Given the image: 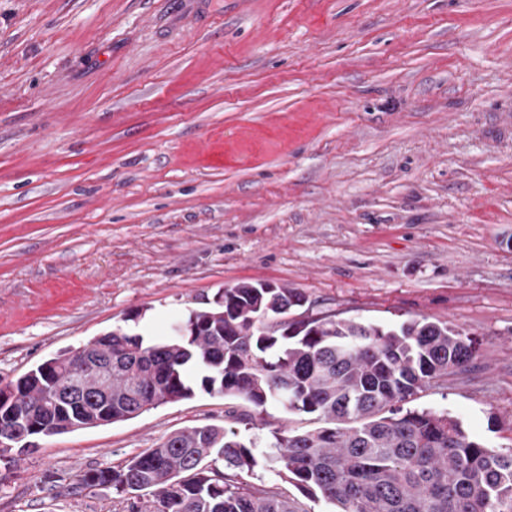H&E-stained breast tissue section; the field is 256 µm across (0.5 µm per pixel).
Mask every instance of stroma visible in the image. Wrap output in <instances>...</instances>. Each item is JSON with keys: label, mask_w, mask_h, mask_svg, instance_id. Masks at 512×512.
I'll return each mask as SVG.
<instances>
[{"label": "stroma", "mask_w": 512, "mask_h": 512, "mask_svg": "<svg viewBox=\"0 0 512 512\" xmlns=\"http://www.w3.org/2000/svg\"><path fill=\"white\" fill-rule=\"evenodd\" d=\"M240 282L465 329L407 407L512 448V0H0V387ZM205 424L323 422L199 392L0 455V512H128L82 476Z\"/></svg>", "instance_id": "obj_1"}]
</instances>
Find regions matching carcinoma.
<instances>
[{"label": "carcinoma", "mask_w": 512, "mask_h": 512, "mask_svg": "<svg viewBox=\"0 0 512 512\" xmlns=\"http://www.w3.org/2000/svg\"><path fill=\"white\" fill-rule=\"evenodd\" d=\"M305 303L294 288L241 282L148 342L117 327L80 345L112 358V375L73 372L64 350L5 389L0 452L129 420L199 389L261 412L315 414L325 426L272 431L269 451L232 428L193 426L129 458L87 472L86 489L149 491L131 512H296L274 486L243 478L264 459L336 512H512V448L484 446L447 412L405 410L418 389L467 371L477 341L447 322L384 327L335 314L288 321ZM223 466H217L218 461Z\"/></svg>", "instance_id": "obj_1"}]
</instances>
